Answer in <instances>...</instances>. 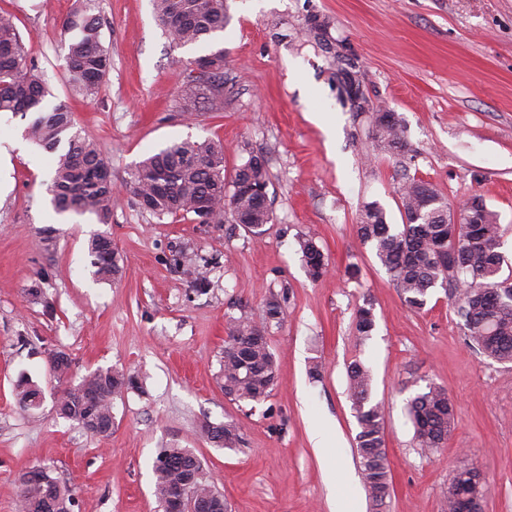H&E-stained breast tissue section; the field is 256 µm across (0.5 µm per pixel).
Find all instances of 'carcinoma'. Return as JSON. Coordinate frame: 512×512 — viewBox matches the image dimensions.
<instances>
[{
	"label": "carcinoma",
	"mask_w": 512,
	"mask_h": 512,
	"mask_svg": "<svg viewBox=\"0 0 512 512\" xmlns=\"http://www.w3.org/2000/svg\"><path fill=\"white\" fill-rule=\"evenodd\" d=\"M154 17L170 44L196 45L224 32L230 20L227 0H151ZM306 24L305 37L322 46L336 64V89L341 104L357 114L373 117L376 138L384 149L398 157L405 153L401 120L396 113L381 109L363 89L357 61L345 57L327 43L331 21L315 16ZM74 33L68 44L64 69L73 93L92 101L112 70V55L101 42L102 22L95 0H80L79 7L63 22ZM181 89L188 98L199 100L209 112L224 111V49L220 48L191 61ZM51 95L48 84L28 57L13 19L0 15V112L23 118L29 116L25 136L34 144L57 154L49 191L54 210L95 217L108 224L112 218V172L100 149L75 129L69 103L46 105ZM269 184L266 160L251 155L231 175L224 174V149L213 140L174 142L149 155L136 168L130 182L134 198L149 197L153 216L193 215L201 224H222L226 219L244 227L254 236L266 232L270 210L260 207L240 185ZM402 223L387 222L384 209L376 202L363 205L359 213L358 235L370 245L381 266L399 289L406 307L422 310L434 288L448 286L457 303V314L465 339L484 357L512 363V282L501 278L504 258L500 252L501 228L498 214L478 196L462 207L467 221L448 223V201L434 186L402 170L400 186ZM207 203V214L199 205ZM308 277L317 281L327 272L324 254L307 237L298 240ZM92 275L102 281L115 279L120 272L117 253L110 237L95 234L88 243ZM196 290L208 286L207 267L185 269ZM282 315L276 300L266 303L260 320L231 316L224 340L222 379L224 394L239 402L261 403L279 381L275 354L266 336L265 325ZM375 328L373 305L364 302L355 316V339L359 344ZM372 375L360 361L348 366V392L359 431L356 450L359 476L375 512H385L391 498V483L384 437L385 412L371 400ZM138 388L134 376L112 367H99L56 399L62 417L99 437L112 433L114 400L129 389ZM19 405L32 409L42 397L41 390L27 383L20 387ZM414 427V439L424 451L446 447L455 423L454 406L448 390L429 383L407 403ZM202 432L220 448L240 445L239 427L234 422H203ZM37 476L27 471L19 475L20 512H71L72 491L51 473L37 467ZM154 496L157 503L169 501L178 489L188 487L220 509L221 495L203 472L199 459L189 448L170 446L159 451L153 463ZM54 486L52 497L47 487ZM491 491L484 472L476 467L456 470L443 490L448 512H459L458 496L471 498L476 512Z\"/></svg>",
	"instance_id": "carcinoma-1"
}]
</instances>
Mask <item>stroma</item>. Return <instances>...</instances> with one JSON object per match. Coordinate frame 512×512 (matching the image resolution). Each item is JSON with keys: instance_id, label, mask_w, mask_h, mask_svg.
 <instances>
[{"instance_id": "obj_1", "label": "stroma", "mask_w": 512, "mask_h": 512, "mask_svg": "<svg viewBox=\"0 0 512 512\" xmlns=\"http://www.w3.org/2000/svg\"><path fill=\"white\" fill-rule=\"evenodd\" d=\"M112 70L97 99L74 97L62 23L76 0H0L12 15L54 100H69L76 126L112 171V221L55 214L47 186L52 152L15 148L27 125L0 114V146L11 167L0 177V512H19L17 477L49 469L74 492L73 512H156L153 462L159 448L193 449L224 496L227 512H370L357 467L359 426L347 396V366L373 376L371 399L387 408L385 442L393 494L387 512H445L456 469L476 464L491 485L484 512H512V364L468 345L454 297L434 289L425 308L407 309L371 247L358 237L363 203L401 221L400 179L376 147L367 116L343 108L322 47L299 30L309 14L329 16L347 43L375 105L397 112L410 174L431 182L450 207L478 195L501 224L503 275H512V0H228L231 21L216 39L188 47L161 35L150 0H97ZM223 49L221 112L184 109L190 61ZM334 121L325 132L316 114ZM211 139L224 169L263 155L272 222L253 236L230 224L157 219L140 209L131 176L153 152ZM53 227L52 241L43 231ZM111 237L121 272L93 279L92 234ZM313 237L329 262L310 281L299 236ZM207 261L197 293L184 265ZM358 278H349L348 265ZM283 307L265 331L279 382L262 403L225 396L220 380L227 316L259 318ZM371 302L376 327L354 348L355 310ZM66 353L67 378L50 357ZM326 368L313 377L311 364ZM118 366L140 387L114 402L101 438L61 418L56 398L88 372ZM44 392L22 409L20 381ZM447 388L456 418L446 448L422 454L405 413L428 383ZM235 421L236 448L216 447L202 422ZM326 426L336 471L328 483L314 451L313 423Z\"/></svg>"}]
</instances>
